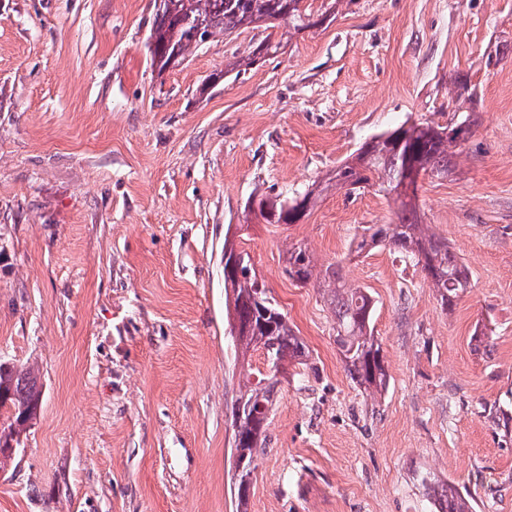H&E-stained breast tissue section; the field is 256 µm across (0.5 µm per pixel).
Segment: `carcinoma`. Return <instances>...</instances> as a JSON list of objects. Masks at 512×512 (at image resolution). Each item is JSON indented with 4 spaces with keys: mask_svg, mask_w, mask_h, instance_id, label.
<instances>
[{
    "mask_svg": "<svg viewBox=\"0 0 512 512\" xmlns=\"http://www.w3.org/2000/svg\"><path fill=\"white\" fill-rule=\"evenodd\" d=\"M307 0H160L147 48L153 70L163 73L180 64L200 45L197 28L210 40L264 26L280 30L279 39L269 33L246 56L226 66L224 73L239 70L257 60L277 53L294 35L310 28L305 19L312 16ZM472 136L470 116L440 126L405 123L364 143L356 157L334 170L324 189L352 191L376 182L397 205L392 224L364 228L356 251L389 245L422 267L441 305L451 309L470 288L463 262L448 243L437 238L421 224L414 203L418 180L422 176L448 175L454 149H461ZM315 191L309 190L291 201L254 194L248 200L267 224H296L307 215ZM286 273L306 284H322L323 297L336 324V345L350 379L364 391L383 393L388 387V373L380 345L374 336L375 302L365 288L349 285L341 269L329 265L317 270L307 248L288 250ZM224 290L232 293V316L241 330L235 340L237 351L245 356L262 351L270 364L283 371L288 364L302 365L308 357L306 345L288 323V316L259 287L251 257L241 250L240 273L224 277ZM251 369L242 373L238 395L231 408V427L240 438L236 449L247 470L256 469V459L266 445L268 412L273 408L274 391L279 383L274 373L251 382ZM42 385L37 375L24 368L0 363V448H7L20 435L23 412L28 420L37 418ZM443 505L438 512H473L468 498L450 485L442 491Z\"/></svg>",
    "mask_w": 512,
    "mask_h": 512,
    "instance_id": "cac0c4a2",
    "label": "carcinoma"
}]
</instances>
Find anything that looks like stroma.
Returning a JSON list of instances; mask_svg holds the SVG:
<instances>
[{
    "instance_id": "1",
    "label": "stroma",
    "mask_w": 512,
    "mask_h": 512,
    "mask_svg": "<svg viewBox=\"0 0 512 512\" xmlns=\"http://www.w3.org/2000/svg\"><path fill=\"white\" fill-rule=\"evenodd\" d=\"M329 13L270 59L225 72L265 35L204 44L165 73L145 46L156 0H0V361L34 369L37 419L0 512H236L231 407L242 362L222 258L230 228L309 357L274 397L248 512H435L452 483L474 512H512V0H308ZM472 136L420 180L431 233L471 288L443 310L387 246L379 187L291 198L404 121ZM340 264L376 302L389 385L348 377L317 284L288 249Z\"/></svg>"
}]
</instances>
